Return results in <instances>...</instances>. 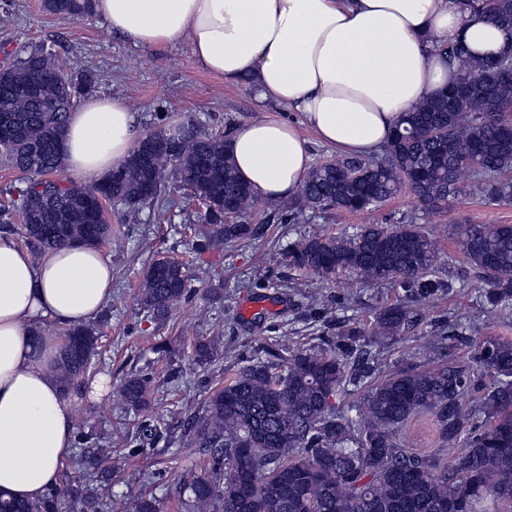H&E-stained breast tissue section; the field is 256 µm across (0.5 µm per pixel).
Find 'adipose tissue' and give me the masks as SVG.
Instances as JSON below:
<instances>
[{
  "mask_svg": "<svg viewBox=\"0 0 512 512\" xmlns=\"http://www.w3.org/2000/svg\"><path fill=\"white\" fill-rule=\"evenodd\" d=\"M95 10L136 46L189 41L202 68L252 81L259 101L294 108L321 142L359 156L456 82L440 43L479 55L512 47V27L463 0H96ZM135 127L122 99L85 100L68 121V173L112 172L133 149ZM231 149L241 179L266 201L296 192L311 164L284 122L243 125ZM111 300L112 262L99 247L71 243L36 261L0 233V495L41 500L72 453L75 399L55 378L60 340L38 328L90 322Z\"/></svg>",
  "mask_w": 512,
  "mask_h": 512,
  "instance_id": "adipose-tissue-1",
  "label": "adipose tissue"
}]
</instances>
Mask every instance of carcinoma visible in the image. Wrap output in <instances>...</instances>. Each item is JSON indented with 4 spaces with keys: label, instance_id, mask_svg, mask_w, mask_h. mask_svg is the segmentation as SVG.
I'll return each mask as SVG.
<instances>
[{
    "label": "carcinoma",
    "instance_id": "obj_1",
    "mask_svg": "<svg viewBox=\"0 0 512 512\" xmlns=\"http://www.w3.org/2000/svg\"><path fill=\"white\" fill-rule=\"evenodd\" d=\"M41 7L66 16L93 14V0H41ZM476 7L495 23L512 21V0H480ZM440 51L456 65L457 81L467 83L465 93L451 106L442 93L406 113L376 157L316 163L297 195L279 205L281 222L293 223L307 210L373 211L403 189L430 211L461 194L489 205L512 203V74L455 41ZM98 84L92 70L64 69L42 47L0 68V122L18 132L0 156L24 180L18 198L0 208V223L19 222L32 254L112 239L108 206L157 205L171 172L198 206L197 222L189 225L198 254L258 235L250 218L259 198L237 174L229 134H209L192 123L173 126L167 112L156 113L153 129L102 181L67 177L68 116ZM150 141H170L173 149L148 153ZM41 185L43 196L36 194ZM226 205L233 210L228 221ZM457 244L482 280L481 310L492 318L509 308L512 224H468ZM283 256L302 275L326 281L349 271L365 283H398L418 295L455 288L437 277L438 241L417 224H370L342 236L314 232ZM191 294L185 264L150 258L139 289L148 318L164 324ZM411 322V309L390 304L370 330L351 327L327 348L305 349L282 336L266 358L240 367L224 384L199 378L207 397L182 412L178 445L205 455L208 466L187 485L183 512H512V340H478L470 366L440 342L437 366L371 379L378 367L356 354ZM97 340L96 329L83 325L62 336L57 377L66 394L88 389ZM219 351L216 339H199L190 358L206 369ZM478 373L491 382L473 393L471 376ZM157 378L151 362L124 373L118 384L123 406L134 413L147 409ZM350 386L364 389L353 416L336 403ZM421 412L434 416L443 445L463 443L448 469L436 471L429 456L401 439V428ZM170 444L171 433L144 419L119 447L139 454ZM74 448L83 469L77 484L65 493L52 489L38 502L0 498V512H102L112 499V445L79 430ZM126 512H161V500L144 492Z\"/></svg>",
    "mask_w": 512,
    "mask_h": 512
}]
</instances>
